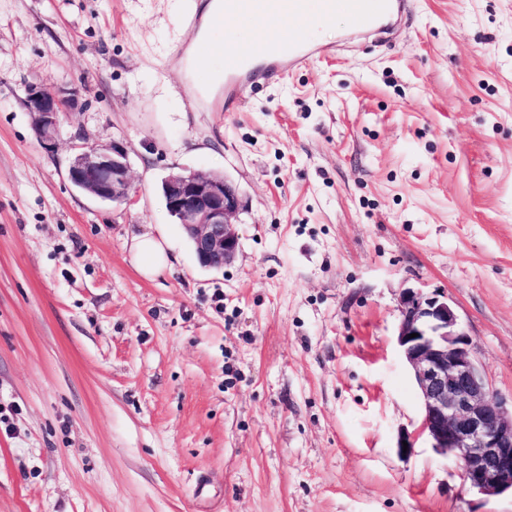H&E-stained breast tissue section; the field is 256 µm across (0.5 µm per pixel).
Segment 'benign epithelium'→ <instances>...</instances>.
Returning a JSON list of instances; mask_svg holds the SVG:
<instances>
[{"mask_svg": "<svg viewBox=\"0 0 512 512\" xmlns=\"http://www.w3.org/2000/svg\"><path fill=\"white\" fill-rule=\"evenodd\" d=\"M76 103L73 90H28L25 105L46 152L55 151L62 119ZM68 178L77 190L102 203L132 201L128 152L119 140L82 145L70 162ZM161 191L202 266L221 270L234 260L242 201L226 176L171 173ZM399 312L397 343L413 373L423 413L418 432L402 440L412 448L416 437L426 436L438 454L457 462L462 484L469 489L486 496L512 493V405L484 376L448 296L409 289L400 299Z\"/></svg>", "mask_w": 512, "mask_h": 512, "instance_id": "1", "label": "benign epithelium"}]
</instances>
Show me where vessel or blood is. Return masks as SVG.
I'll list each match as a JSON object with an SVG mask.
<instances>
[{
    "mask_svg": "<svg viewBox=\"0 0 512 512\" xmlns=\"http://www.w3.org/2000/svg\"><path fill=\"white\" fill-rule=\"evenodd\" d=\"M211 35L196 48V76L208 83L213 75L210 59H224V109L237 111L238 91L245 85H258L270 77L298 67L310 54L322 53L323 47L313 37L320 24L335 15H343L356 29H384L386 22L407 17L415 0H220ZM265 18L267 25L287 27L286 35L273 39L254 38L235 54H222L216 38L231 22Z\"/></svg>",
    "mask_w": 512,
    "mask_h": 512,
    "instance_id": "b4317fda",
    "label": "vessel or blood"
}]
</instances>
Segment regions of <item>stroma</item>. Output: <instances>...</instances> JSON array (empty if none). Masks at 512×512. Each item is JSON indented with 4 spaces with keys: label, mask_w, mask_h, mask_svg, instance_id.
Wrapping results in <instances>:
<instances>
[{
    "label": "stroma",
    "mask_w": 512,
    "mask_h": 512,
    "mask_svg": "<svg viewBox=\"0 0 512 512\" xmlns=\"http://www.w3.org/2000/svg\"><path fill=\"white\" fill-rule=\"evenodd\" d=\"M187 0H0V512H512L417 430L405 289L447 295L512 397V0H415L235 112L172 57ZM73 89L54 152L25 106ZM123 141L134 204L76 190ZM239 188L240 248L203 267L159 192ZM165 234L170 266L131 246ZM166 245L163 237L143 235L136 238L132 245L133 259L144 274H157L168 265L170 257Z\"/></svg>",
    "instance_id": "stroma-1"
}]
</instances>
